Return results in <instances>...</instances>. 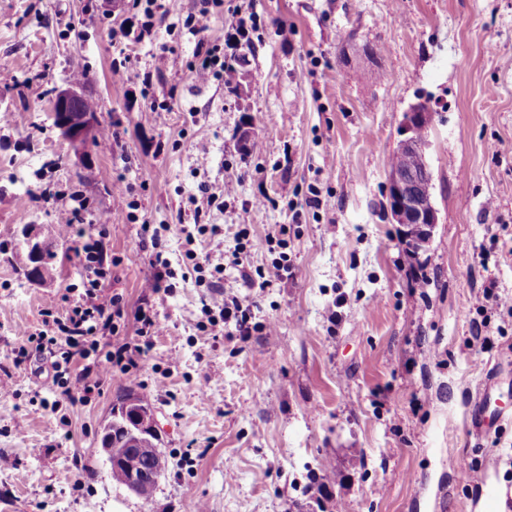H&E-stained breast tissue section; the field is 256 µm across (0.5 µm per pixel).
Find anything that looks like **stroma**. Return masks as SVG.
<instances>
[{"instance_id": "1", "label": "stroma", "mask_w": 512, "mask_h": 512, "mask_svg": "<svg viewBox=\"0 0 512 512\" xmlns=\"http://www.w3.org/2000/svg\"><path fill=\"white\" fill-rule=\"evenodd\" d=\"M127 3L0 0V113L11 116L0 123V357L64 317L79 280L55 196L85 202L84 235L111 218L106 287L129 310L115 339L135 336L144 225H171L176 273L152 301L162 333L136 375L88 402L48 390L46 356L0 367V512H484L512 486V421L484 434L470 421L490 378L512 409V0H224L211 35L236 8L257 21L233 91L191 71L183 22L199 0H166L151 43L113 37ZM75 79L98 121L82 158L51 119L55 90ZM154 101L169 106L162 119ZM419 102L433 114L439 222L413 255L384 190L402 115ZM123 181L134 195L118 192ZM227 181L235 194L208 205L200 185ZM198 208L211 230L194 249L249 308L248 339L230 323L222 336L198 330L207 288L181 265L179 232ZM24 224L56 245L46 284L11 260ZM281 235L288 276L260 288ZM490 285L505 301L479 311ZM129 391L149 401L167 460L149 501L113 484L100 452ZM462 458L476 467L464 480Z\"/></svg>"}]
</instances>
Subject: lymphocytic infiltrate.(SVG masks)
Returning a JSON list of instances; mask_svg holds the SVG:
<instances>
[{
	"mask_svg": "<svg viewBox=\"0 0 512 512\" xmlns=\"http://www.w3.org/2000/svg\"><path fill=\"white\" fill-rule=\"evenodd\" d=\"M201 2L198 14L188 16L186 20L190 34L198 39L192 70L202 82L217 79L223 81L225 87L235 88L241 80L245 60L244 55L236 53L235 48L248 41L255 20L252 15L233 11L225 20V38H215L209 33L207 18L211 9L223 6L224 0ZM109 231V225H101L99 239L78 248L77 255L83 271L82 290L65 319H54L51 332L30 335L27 345L12 353L13 364L18 365L28 359L30 352H49L53 357L54 370L51 385L60 388L63 396L73 404L85 402L95 390L101 389L106 377L127 376L137 368L139 359L152 348L161 331L152 299L172 289L171 262L163 253H156L152 271L144 280V297L134 312L135 339L114 344L110 348L100 346L99 336L113 331L115 319L125 314L122 296L105 290V282L111 272L103 266L102 239ZM77 358L82 360V368L65 373V366L71 365Z\"/></svg>",
	"mask_w": 512,
	"mask_h": 512,
	"instance_id": "1",
	"label": "lymphocytic infiltrate"
}]
</instances>
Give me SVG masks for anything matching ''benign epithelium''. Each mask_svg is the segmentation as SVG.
<instances>
[{
	"mask_svg": "<svg viewBox=\"0 0 512 512\" xmlns=\"http://www.w3.org/2000/svg\"><path fill=\"white\" fill-rule=\"evenodd\" d=\"M84 98L83 89L79 84H69L58 89L53 97L52 120L54 127L61 137L76 150L81 149L93 139L97 129V114L86 112L76 107V103ZM432 122V112L423 104H415L403 113L400 124V136L396 152H413L426 155L427 142L418 138L422 130L428 129ZM429 192L428 172L419 173L414 170L400 168L388 169L385 187V210L390 215L392 223L403 224L416 231L419 236V250H427L433 230L438 224V212L430 200L422 197ZM22 242L32 258L36 260L34 267L28 270V279L32 282H41V268L37 261L46 258L51 250V240L41 236L32 226H24L20 230ZM135 424L126 428L129 435L135 439L144 431H155L153 420L133 414ZM102 452L108 464L115 462L122 465L128 475L126 489L129 493L137 494L141 481L146 476L159 478L165 468L164 458L160 449H148V456L152 458L153 468L146 471L139 462V455L130 451L116 457L111 455L110 449L104 448Z\"/></svg>",
	"mask_w": 512,
	"mask_h": 512,
	"instance_id": "obj_1",
	"label": "benign epithelium"
}]
</instances>
